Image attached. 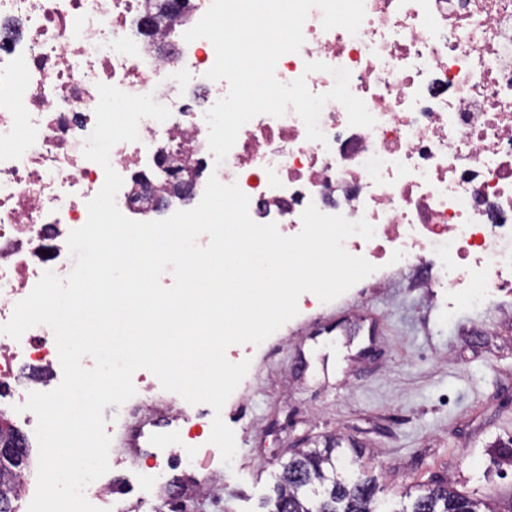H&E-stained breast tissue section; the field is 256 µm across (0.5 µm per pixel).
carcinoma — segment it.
Segmentation results:
<instances>
[{
    "label": "carcinoma",
    "instance_id": "carcinoma-1",
    "mask_svg": "<svg viewBox=\"0 0 512 512\" xmlns=\"http://www.w3.org/2000/svg\"><path fill=\"white\" fill-rule=\"evenodd\" d=\"M335 445L298 453L284 467L274 512H380L372 480L348 482L336 474ZM24 448L18 461H0V502L17 498L14 470L28 458ZM482 502L437 486L418 495L410 509L401 512H481Z\"/></svg>",
    "mask_w": 512,
    "mask_h": 512
}]
</instances>
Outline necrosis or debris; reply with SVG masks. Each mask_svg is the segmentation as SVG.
I'll return each mask as SVG.
<instances>
[{
    "mask_svg": "<svg viewBox=\"0 0 512 512\" xmlns=\"http://www.w3.org/2000/svg\"><path fill=\"white\" fill-rule=\"evenodd\" d=\"M210 3L187 0L147 29L153 0H0V324L45 271L73 268L67 237L105 181L83 155L101 83L153 94L171 111L162 122L142 119L138 141L111 151L123 214L137 207L135 176L158 169L171 149L187 167L237 184L251 218L283 235L300 232L311 204L366 219L374 237L344 242L375 265L366 284L419 268L423 287L466 289L476 305L487 289L512 293V0H364L354 35L324 30L312 8L302 48L280 58L276 78H305L323 94L332 76L306 73V63L347 69L374 125H349L331 101L320 143L295 111L260 114L220 164L204 114L228 84L206 77L212 43L184 39ZM31 361L60 371L50 327L0 336V398L10 406L38 388L21 373Z\"/></svg>",
    "mask_w": 512,
    "mask_h": 512,
    "instance_id": "necrosis-or-debris-1",
    "label": "necrosis or debris"
}]
</instances>
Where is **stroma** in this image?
<instances>
[{
  "mask_svg": "<svg viewBox=\"0 0 512 512\" xmlns=\"http://www.w3.org/2000/svg\"><path fill=\"white\" fill-rule=\"evenodd\" d=\"M512 296L488 290L480 307L447 289L428 296L408 270L381 287L291 319L275 356L257 350L238 397L222 409L237 452L214 460L216 493L183 494L184 512H270L284 464L337 441L349 477H374L388 507L420 489L449 484L512 512ZM113 447L106 480L122 484L127 512H170L153 488L187 484L184 454L121 459Z\"/></svg>",
  "mask_w": 512,
  "mask_h": 512,
  "instance_id": "stroma-1",
  "label": "stroma"
}]
</instances>
